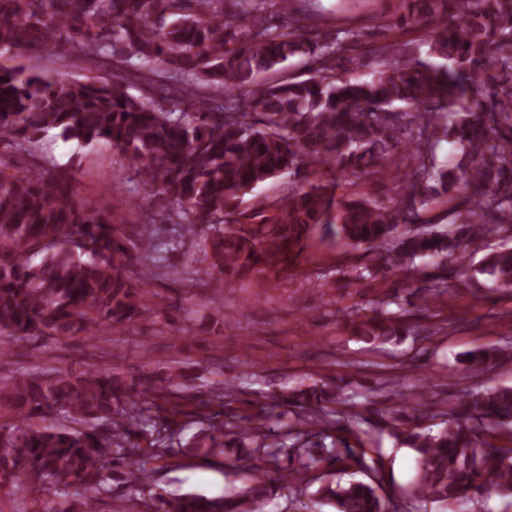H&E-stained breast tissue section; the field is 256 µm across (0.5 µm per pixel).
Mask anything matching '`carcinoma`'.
<instances>
[{
    "label": "carcinoma",
    "mask_w": 512,
    "mask_h": 512,
    "mask_svg": "<svg viewBox=\"0 0 512 512\" xmlns=\"http://www.w3.org/2000/svg\"><path fill=\"white\" fill-rule=\"evenodd\" d=\"M390 25L429 28L427 58L395 43L374 51L371 79L336 74L354 34L327 33L281 0H0V50L39 52L63 45L75 63L109 70V80L81 81L0 70V138L21 151L41 136L98 144L127 164L170 214L199 235V272L248 279L265 288L309 260L311 237L328 226L336 238L379 254L391 269L415 268L425 288L401 313L381 300L347 321L360 341L383 345L409 331L408 318L447 292L440 274L465 260L472 240L502 242L471 268L512 290V0H401ZM316 64L299 79L290 61ZM140 85V94L129 88ZM443 132L458 151L448 168L426 162L421 143L397 133ZM405 150L403 206L351 198L339 190L371 178ZM307 166L313 179L288 195L243 206L247 192L284 171ZM328 168L333 178L322 179ZM453 203L448 225L421 220L436 199ZM112 223L103 202L80 195L73 179L33 163L13 172L0 161V357L6 340L69 338L159 323L158 294L128 269L131 249L161 251L163 241ZM423 259V266H414ZM512 346L468 352L465 370L481 375ZM181 367L164 377L130 375L83 362L66 370L0 377V488L49 496L69 484L113 497L116 474L149 478L152 461L175 462L167 428L153 410L197 418L193 447L228 467L267 458L276 476L255 467L250 484L222 499L198 494L124 500L115 512H265L276 483L309 485L310 474L340 476L313 494L336 512H389L380 494V450L334 406L344 387L315 379L282 390L234 423L209 412L230 396V380L198 395ZM461 412L437 429L410 424L391 410L390 436L416 455L414 496L442 503L481 489L512 497V447L485 440L512 436V386L470 391ZM291 414L289 430L275 423ZM366 479L343 480L346 472Z\"/></svg>",
    "instance_id": "carcinoma-1"
}]
</instances>
